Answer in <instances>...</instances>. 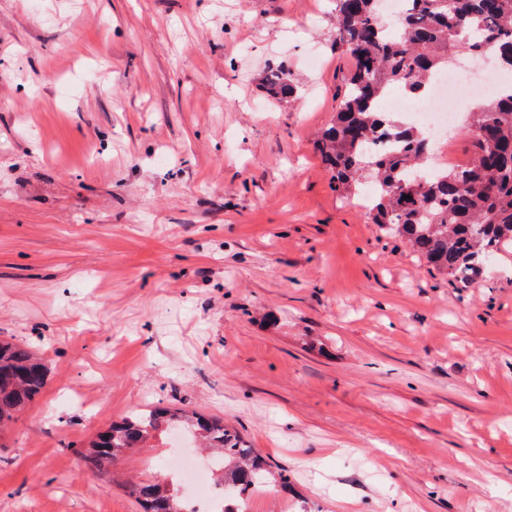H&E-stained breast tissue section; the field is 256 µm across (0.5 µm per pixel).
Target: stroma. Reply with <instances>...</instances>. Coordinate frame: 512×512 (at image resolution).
Instances as JSON below:
<instances>
[{"mask_svg":"<svg viewBox=\"0 0 512 512\" xmlns=\"http://www.w3.org/2000/svg\"><path fill=\"white\" fill-rule=\"evenodd\" d=\"M335 26L333 0H0V336L49 368L0 431V512H140L76 453L159 403L286 470L251 512H512V264L464 286L336 191ZM265 87L273 97L289 98L294 93V87L288 81V74L284 70L270 71L265 78Z\"/></svg>","mask_w":512,"mask_h":512,"instance_id":"1","label":"stroma"}]
</instances>
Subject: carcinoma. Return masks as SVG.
<instances>
[{
  "label": "carcinoma",
  "instance_id": "cac0c4a2",
  "mask_svg": "<svg viewBox=\"0 0 512 512\" xmlns=\"http://www.w3.org/2000/svg\"><path fill=\"white\" fill-rule=\"evenodd\" d=\"M333 46L352 62L332 122L316 140L336 190L347 196L373 190L372 223L405 238L429 264L462 282L479 283L489 265L512 260V93L468 113L472 165L430 169L432 144L424 131L376 109L392 86L422 97L431 76L458 52L491 51L512 70V0H408L396 33L384 31L379 0H334ZM267 92L291 97L288 73L270 71ZM398 129L395 145L372 154L385 128ZM411 199L406 200L404 196ZM48 368L28 347L0 341V427L45 387ZM178 428L205 442L216 457V480L235 494L234 507L266 484L271 471L224 422L193 410L154 407L115 421L80 453L85 467L108 475L124 454ZM179 483L164 475L130 486L143 512H192Z\"/></svg>",
  "mask_w": 512,
  "mask_h": 512
}]
</instances>
